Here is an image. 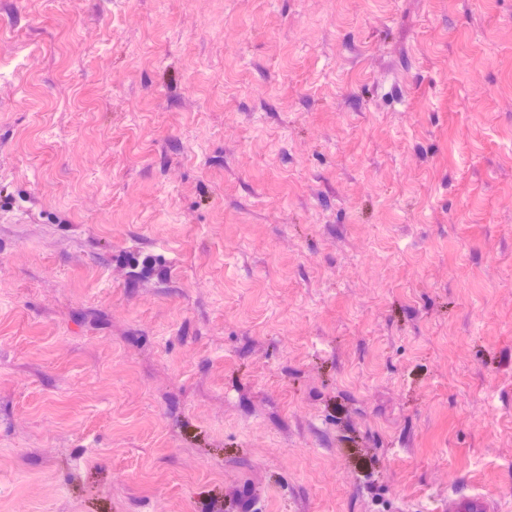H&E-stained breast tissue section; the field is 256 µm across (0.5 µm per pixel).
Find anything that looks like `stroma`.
Segmentation results:
<instances>
[{
	"label": "stroma",
	"instance_id": "1",
	"mask_svg": "<svg viewBox=\"0 0 512 512\" xmlns=\"http://www.w3.org/2000/svg\"><path fill=\"white\" fill-rule=\"evenodd\" d=\"M512 512V0H0V512ZM497 512L496 506L482 495L457 494L448 498V508L442 512Z\"/></svg>",
	"mask_w": 512,
	"mask_h": 512
}]
</instances>
